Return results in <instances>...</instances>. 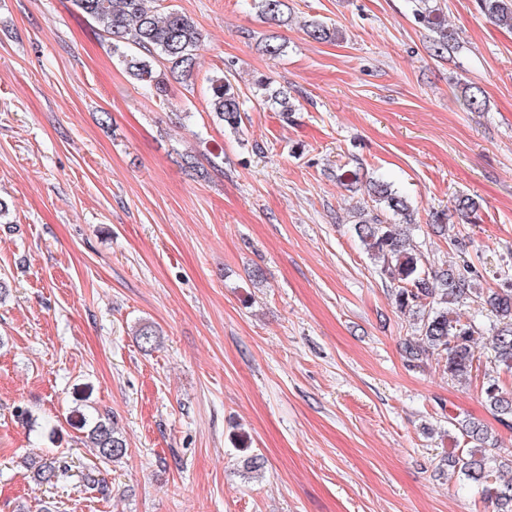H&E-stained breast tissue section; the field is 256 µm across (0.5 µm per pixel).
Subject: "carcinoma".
<instances>
[{
	"instance_id": "carcinoma-1",
	"label": "carcinoma",
	"mask_w": 512,
	"mask_h": 512,
	"mask_svg": "<svg viewBox=\"0 0 512 512\" xmlns=\"http://www.w3.org/2000/svg\"><path fill=\"white\" fill-rule=\"evenodd\" d=\"M72 2L110 40L112 56L132 81L159 93L164 90L165 73L193 75L202 33L186 14L173 8L160 13L147 7L145 0ZM418 2V15L436 33L432 43L434 55L440 56L455 41L454 33L432 9L429 0ZM254 6L269 23L288 24L286 0H254ZM478 6L489 19L512 27V0H478ZM304 30L316 42L333 41L338 35L336 28L317 19L306 22ZM261 50L274 59L283 53L284 44L279 36L269 34L263 38ZM208 83L213 117L237 130L245 104L241 90L222 73L210 76ZM255 86L256 94L275 101L281 111H292L288 93L271 90L270 78L258 79ZM368 196L375 208H362L355 230L381 275L396 284L397 307L413 318L414 336L403 345L407 361H443L449 378L467 382L478 345L488 341L494 370L485 374L482 393L498 421L512 428V387L500 377L502 372L512 373V273H500V287L484 288L476 268L467 261L440 271L429 269L422 252L410 247V238L403 229L411 217L409 199L384 180L369 181ZM479 208V203L470 197L454 201L455 211L466 224L476 218ZM468 299L490 308L495 317L489 328L491 335H484L479 324L460 312L459 306ZM137 336L145 349L154 348L160 339L158 331L150 325L140 327ZM463 432L473 446L458 454L448 453V467L479 490L492 512H512V479L504 477V472H512V458L501 454L497 440L482 424L470 422ZM87 438L89 447L96 449L105 463L118 462L127 454L126 440L109 417L97 418Z\"/></svg>"
}]
</instances>
